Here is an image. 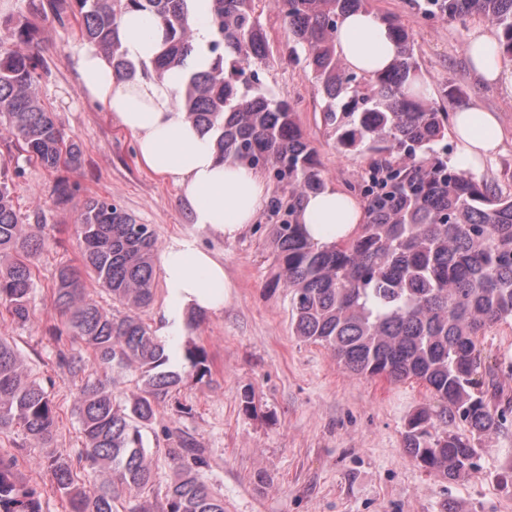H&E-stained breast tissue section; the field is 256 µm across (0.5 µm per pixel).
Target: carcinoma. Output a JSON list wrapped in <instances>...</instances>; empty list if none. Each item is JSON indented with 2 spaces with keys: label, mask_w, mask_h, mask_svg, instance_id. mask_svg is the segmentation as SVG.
<instances>
[{
  "label": "carcinoma",
  "mask_w": 512,
  "mask_h": 512,
  "mask_svg": "<svg viewBox=\"0 0 512 512\" xmlns=\"http://www.w3.org/2000/svg\"><path fill=\"white\" fill-rule=\"evenodd\" d=\"M288 32V61H302L324 99L323 121L343 153L370 163L352 187L367 219L354 235L330 246L302 236L305 196L325 187L317 150L304 137L294 107L263 86L267 39L254 0H210L211 34L197 41L190 25L197 0H40L60 19L72 14L79 34L112 60L124 77H180L177 111L216 135L219 157L267 173L285 189L271 208L279 217L271 244L276 284L290 296L295 336L331 349L350 373L390 382L417 380L434 405L407 420L403 448L418 466L456 480L475 468L482 441L500 431L511 407L483 389L480 339L512 319V195L455 167L438 145L448 113L425 94L411 34L381 20L399 45L385 72L350 69L336 48L340 20L371 9L370 0H276ZM146 11L165 27L166 49L152 68H136L114 38L120 16ZM424 11L466 25L488 23L497 53L512 60V0H425ZM11 46H0V122L18 155L49 172L77 171L82 151L65 137L41 103L42 60L28 51L37 30L7 22ZM0 163V317L24 327L33 321L34 260L45 246L44 226L24 223ZM74 233L80 265L57 270L50 300L63 328L49 326L57 364L81 381L74 411L82 448L49 453L37 465L53 479L67 512H224V496L202 472L205 449L177 429L168 449L175 477L156 491V464L142 430L160 407L176 401L188 379L211 381L204 346L171 345L142 318L155 294L156 233L105 197L89 198ZM112 297L108 314L86 297L82 273ZM135 372V391L120 400L93 367ZM61 407L28 371L11 336H0V434L21 432L44 445L55 439ZM23 449L0 454V512H43L41 492L18 478ZM107 475L99 484L90 479ZM134 491L131 500L125 492Z\"/></svg>",
  "instance_id": "cac0c4a2"
}]
</instances>
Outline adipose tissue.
Here are the masks:
<instances>
[{
	"mask_svg": "<svg viewBox=\"0 0 512 512\" xmlns=\"http://www.w3.org/2000/svg\"><path fill=\"white\" fill-rule=\"evenodd\" d=\"M116 38L129 62L149 66L165 47V28L147 12L131 11L122 16ZM336 38L346 64L367 74L384 71L398 51L387 24L361 10L344 16ZM495 45L493 30L475 29L467 41V57L481 84L512 98V68L503 65ZM76 69L81 92L133 136L139 163L180 188L194 223L233 240L256 220L268 195L264 180L247 166L220 160L214 137L177 111V76L120 78L109 58L94 47L81 51ZM453 127L458 142L454 163L460 169L476 168L502 144L497 113L482 107L458 108ZM364 220L362 204L332 185L302 203L301 232L321 246L351 237ZM159 261L165 284L164 335L180 332L189 312H216L228 302L232 282L224 264L197 239L173 237Z\"/></svg>",
	"mask_w": 512,
	"mask_h": 512,
	"instance_id": "adipose-tissue-1",
	"label": "adipose tissue"
}]
</instances>
